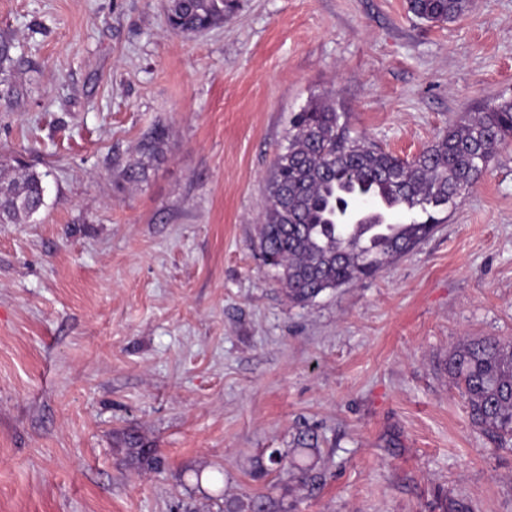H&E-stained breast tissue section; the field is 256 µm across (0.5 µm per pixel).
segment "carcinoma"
I'll list each match as a JSON object with an SVG mask.
<instances>
[{"mask_svg":"<svg viewBox=\"0 0 512 512\" xmlns=\"http://www.w3.org/2000/svg\"><path fill=\"white\" fill-rule=\"evenodd\" d=\"M416 18L452 22L468 0H407ZM234 0H167V19L177 34H192L224 21ZM331 101L315 99L295 114L289 143L276 155L266 185L258 249L288 298L304 304L328 289L353 284L389 267L440 223L487 168L499 147L512 140V99L468 112L418 154L401 158L348 136ZM0 161V224L29 218L44 204L41 176L21 168L9 174ZM385 200L392 209L418 210L424 219L390 224L385 214L360 202ZM448 373L472 420L500 441H512V342L465 339L448 359ZM128 453L154 469L160 459L136 437ZM224 512H286L265 496L224 503Z\"/></svg>","mask_w":512,"mask_h":512,"instance_id":"1","label":"carcinoma"}]
</instances>
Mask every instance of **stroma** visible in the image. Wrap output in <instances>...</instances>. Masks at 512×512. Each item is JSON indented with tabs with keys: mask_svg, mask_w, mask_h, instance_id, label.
<instances>
[{
	"mask_svg": "<svg viewBox=\"0 0 512 512\" xmlns=\"http://www.w3.org/2000/svg\"><path fill=\"white\" fill-rule=\"evenodd\" d=\"M237 4L178 35L166 0H0V156L45 187L0 224V512H512V442L447 369L463 339H512V141L373 277L298 305L257 248L295 112L331 99L350 136L416 155L512 98V0L443 24L407 0ZM274 448L281 475L255 477ZM269 497L258 496L248 499H231L224 503V512H287L283 504L273 503Z\"/></svg>",
	"mask_w": 512,
	"mask_h": 512,
	"instance_id": "1",
	"label": "stroma"
}]
</instances>
